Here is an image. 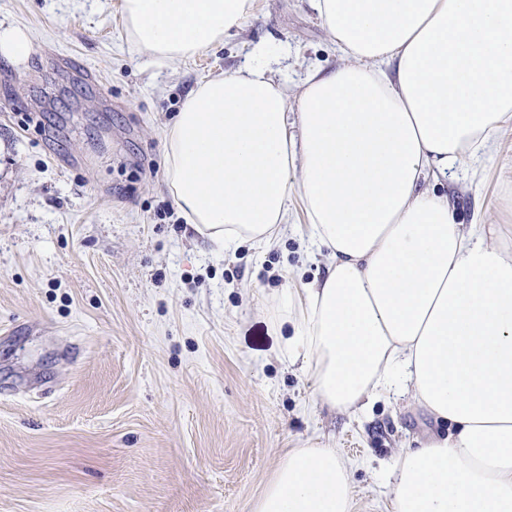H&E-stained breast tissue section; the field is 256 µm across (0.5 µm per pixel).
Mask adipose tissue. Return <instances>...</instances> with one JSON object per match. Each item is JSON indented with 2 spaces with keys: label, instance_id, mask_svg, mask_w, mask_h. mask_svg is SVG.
Segmentation results:
<instances>
[{
  "label": "adipose tissue",
  "instance_id": "adipose-tissue-1",
  "mask_svg": "<svg viewBox=\"0 0 512 512\" xmlns=\"http://www.w3.org/2000/svg\"><path fill=\"white\" fill-rule=\"evenodd\" d=\"M339 54L296 95L257 43L190 95L165 146L169 191L219 248L272 242L298 193L327 275L281 299L314 397L339 410L411 396L446 435L387 475L395 512H512V244L460 224L437 184L500 159L512 127V0H309ZM253 0H121L157 62L242 28ZM434 187H427V180ZM335 449L291 450L256 512H350Z\"/></svg>",
  "mask_w": 512,
  "mask_h": 512
}]
</instances>
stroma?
<instances>
[{"mask_svg":"<svg viewBox=\"0 0 512 512\" xmlns=\"http://www.w3.org/2000/svg\"><path fill=\"white\" fill-rule=\"evenodd\" d=\"M0 512H254L288 452L336 449L351 512H394L387 473L441 431L410 400L344 412L280 354L281 297L326 274L299 198L274 244L216 249L176 208L166 133L201 84L284 47L297 88L338 53L309 0H254L222 46L156 64L120 0H0ZM460 223L512 225V164L452 182ZM32 51L28 31L16 25H0V55L16 63H24Z\"/></svg>","mask_w":512,"mask_h":512,"instance_id":"obj_1","label":"stroma"}]
</instances>
